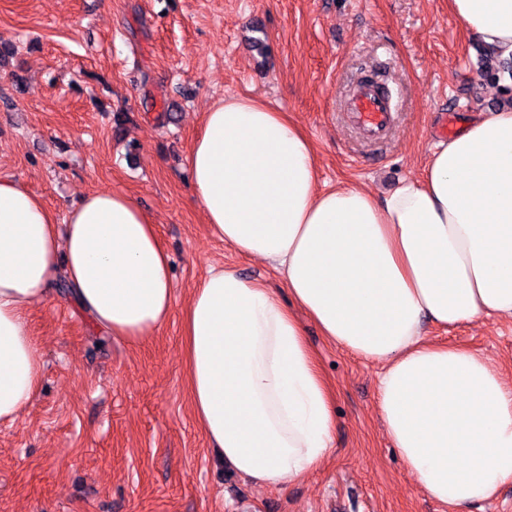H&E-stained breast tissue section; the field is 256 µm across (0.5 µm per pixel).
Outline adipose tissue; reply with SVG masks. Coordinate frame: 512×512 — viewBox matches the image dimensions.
<instances>
[{
  "label": "adipose tissue",
  "instance_id": "obj_1",
  "mask_svg": "<svg viewBox=\"0 0 512 512\" xmlns=\"http://www.w3.org/2000/svg\"><path fill=\"white\" fill-rule=\"evenodd\" d=\"M467 36L512 58V0H448ZM193 196L214 235L283 277L277 289L211 267L184 310L193 411L225 463L285 488L330 454L331 393L300 315L381 363L378 410L426 495L467 512L512 481V388L492 361L435 344L448 327L512 320V107L467 116L424 174L377 197L318 183L315 147L249 96L211 104L189 154ZM96 333L127 343L162 329L172 267L155 225L126 192L83 194L56 223L0 178V423L34 399L42 356L25 315L57 279Z\"/></svg>",
  "mask_w": 512,
  "mask_h": 512
}]
</instances>
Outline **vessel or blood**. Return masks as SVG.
<instances>
[{"label":"vessel or blood","instance_id":"obj_1","mask_svg":"<svg viewBox=\"0 0 512 512\" xmlns=\"http://www.w3.org/2000/svg\"><path fill=\"white\" fill-rule=\"evenodd\" d=\"M344 110L363 138L369 141L384 139L393 126L391 99L375 84L358 85L347 98Z\"/></svg>","mask_w":512,"mask_h":512}]
</instances>
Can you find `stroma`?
Instances as JSON below:
<instances>
[{"label":"stroma","instance_id":"obj_1","mask_svg":"<svg viewBox=\"0 0 512 512\" xmlns=\"http://www.w3.org/2000/svg\"><path fill=\"white\" fill-rule=\"evenodd\" d=\"M0 177L56 219L89 191L120 189L157 227L174 280L168 324L135 345L97 336L64 291L26 316L43 366L37 397L0 424V512H448L404 466L377 411L379 364L305 337L333 397V448L286 488L226 467L186 385L182 314L219 264L283 287L266 263L213 236L192 201L188 156L203 112L248 95L312 137L321 182L375 196L422 174L440 131L498 109L512 76L480 75L481 45L448 0H0ZM398 104L382 143L339 114L361 73ZM430 339L479 351L512 386V322Z\"/></svg>","mask_w":512,"mask_h":512}]
</instances>
